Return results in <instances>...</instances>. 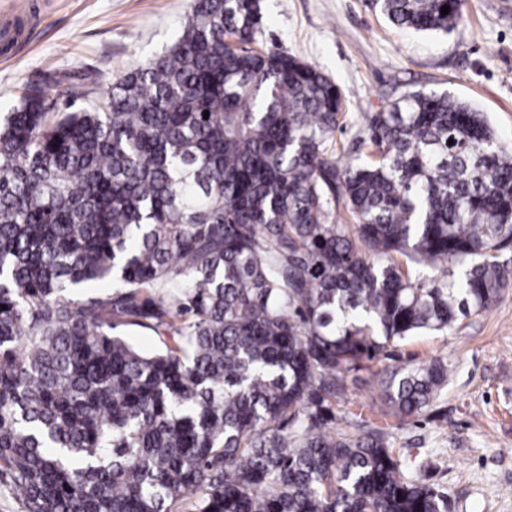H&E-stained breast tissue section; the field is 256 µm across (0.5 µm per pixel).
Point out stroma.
<instances>
[{"mask_svg":"<svg viewBox=\"0 0 512 512\" xmlns=\"http://www.w3.org/2000/svg\"><path fill=\"white\" fill-rule=\"evenodd\" d=\"M38 16L0 58V117L23 84L51 71L89 67L112 81L176 41L192 0H36ZM258 51L295 56L342 91L347 151L368 112L403 94L448 93L483 112L512 146V0H464L451 33L400 31L366 0H260ZM405 363L447 357L451 381L433 416L392 429L403 458L417 457L448 496L449 512H512V288L455 334L415 336L396 349Z\"/></svg>","mask_w":512,"mask_h":512,"instance_id":"obj_1","label":"stroma"}]
</instances>
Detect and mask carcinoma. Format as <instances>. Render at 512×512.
I'll list each match as a JSON object with an SVG mask.
<instances>
[{"label":"carcinoma","mask_w":512,"mask_h":512,"mask_svg":"<svg viewBox=\"0 0 512 512\" xmlns=\"http://www.w3.org/2000/svg\"><path fill=\"white\" fill-rule=\"evenodd\" d=\"M368 6L464 21L463 0ZM261 22L259 0H193L164 54L108 84L56 72L0 121V474L21 512H448L387 428L346 409L338 431L336 407L367 372L379 420L435 409L448 362L395 347L512 288V147L411 92L366 113L364 160L339 155L342 92L251 48Z\"/></svg>","instance_id":"obj_1"}]
</instances>
